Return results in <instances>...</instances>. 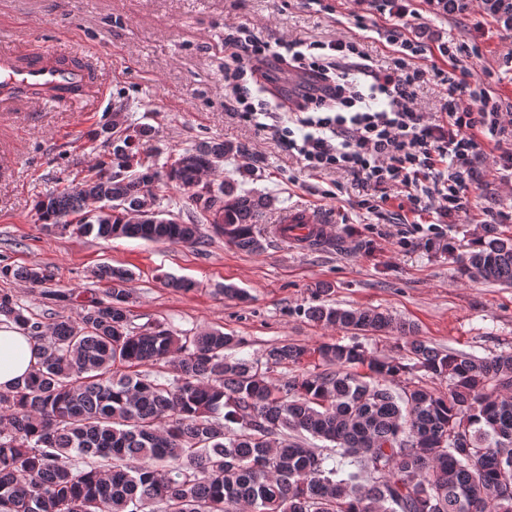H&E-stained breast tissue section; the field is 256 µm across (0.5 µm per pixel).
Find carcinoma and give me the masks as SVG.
Masks as SVG:
<instances>
[{
    "mask_svg": "<svg viewBox=\"0 0 512 512\" xmlns=\"http://www.w3.org/2000/svg\"><path fill=\"white\" fill-rule=\"evenodd\" d=\"M124 102L88 140L103 152L86 175L61 182L34 206L47 228L101 239L197 245L203 225L257 253L273 199L226 178L246 150L201 140L158 166L150 126L127 125ZM175 187L195 211H156ZM98 204L96 213L90 203ZM470 281L512 285V235L492 227L461 261ZM102 293L47 290L79 309L44 325L32 307L0 294V317L31 336L36 362L0 390V512H512V353L479 357L420 339L413 323L372 308L310 305V321L355 335L391 334L400 354L359 344H283L262 358L231 354L241 340L219 329L177 336L161 323L131 327L132 272L102 266ZM33 288L45 268L0 266ZM325 366L297 373L310 355ZM167 364L174 376L146 371ZM287 370L281 382L276 369ZM421 370L448 381L392 386ZM323 445L314 446V441Z\"/></svg>",
    "mask_w": 512,
    "mask_h": 512,
    "instance_id": "cac0c4a2",
    "label": "carcinoma"
}]
</instances>
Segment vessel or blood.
Returning a JSON list of instances; mask_svg holds the SVG:
<instances>
[{
    "label": "vessel or blood",
    "mask_w": 512,
    "mask_h": 512,
    "mask_svg": "<svg viewBox=\"0 0 512 512\" xmlns=\"http://www.w3.org/2000/svg\"><path fill=\"white\" fill-rule=\"evenodd\" d=\"M75 88L91 97L100 92L93 67L76 61L71 53L58 49L31 52L24 57L0 53V112L11 111L14 101L20 97L31 111L37 112L50 101L69 99ZM288 220L297 225L296 235L302 238L308 228L320 227L329 218L316 212L299 211L290 214Z\"/></svg>",
    "instance_id": "b4317fda"
}]
</instances>
